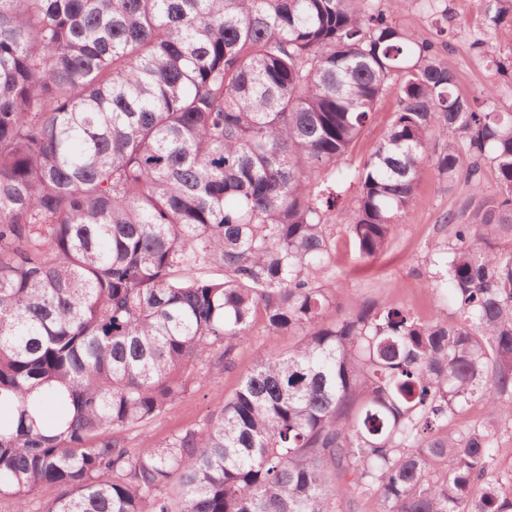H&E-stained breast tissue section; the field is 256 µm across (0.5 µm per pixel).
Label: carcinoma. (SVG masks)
Here are the masks:
<instances>
[{
  "label": "carcinoma",
  "mask_w": 512,
  "mask_h": 512,
  "mask_svg": "<svg viewBox=\"0 0 512 512\" xmlns=\"http://www.w3.org/2000/svg\"><path fill=\"white\" fill-rule=\"evenodd\" d=\"M379 0H0V499L14 512H512L493 475L512 421V113L456 91L436 38ZM485 24L512 0H481ZM397 84L361 166L341 161ZM443 139L442 147L435 146ZM431 285L454 320L342 306L332 185L358 253L386 248L426 169ZM497 191L485 194L487 171ZM216 268L221 279L203 275ZM261 325L298 334L201 423L131 449L234 369ZM476 403L493 413L464 429ZM42 488L57 494L31 509Z\"/></svg>",
  "instance_id": "carcinoma-1"
}]
</instances>
